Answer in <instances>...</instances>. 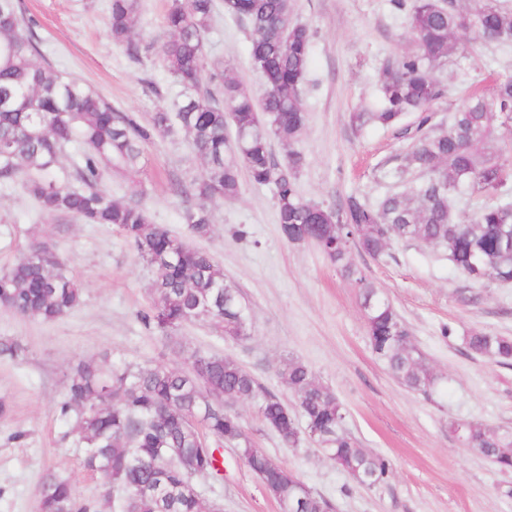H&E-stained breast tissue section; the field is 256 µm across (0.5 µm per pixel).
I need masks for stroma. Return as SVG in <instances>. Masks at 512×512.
I'll list each match as a JSON object with an SVG mask.
<instances>
[{
	"instance_id": "1",
	"label": "stroma",
	"mask_w": 512,
	"mask_h": 512,
	"mask_svg": "<svg viewBox=\"0 0 512 512\" xmlns=\"http://www.w3.org/2000/svg\"><path fill=\"white\" fill-rule=\"evenodd\" d=\"M33 23L40 61L95 88L113 107L150 123L174 111L181 87L163 67L157 46L165 36L168 0H140L139 58L114 43L109 0H22ZM293 18L312 31L302 104L307 125L297 143L305 163L300 195L335 209L348 196L375 205L407 191L419 176L403 159L417 137V116L399 125L356 128L351 115L378 96L387 58L414 52L407 16L389 0H292ZM229 67L252 96L263 93L249 57V32L216 12L207 35L206 70ZM512 75V40L476 42L435 77L444 95L431 108L432 125L447 128L476 89L489 90ZM203 171L183 134L146 144L135 179L104 174L114 197L137 198L151 223L208 252L251 307L249 337L225 339L210 322L180 328L166 339L144 327L152 303V273L124 235L109 224L40 214L19 189L0 184V269L31 241L53 244L83 288L81 306L52 322L24 318L0 307V337L19 340L22 359L0 357V512H37L46 474L67 479L77 496L97 497L105 480L85 470L75 417L55 410L69 367L81 358L112 362L183 364L180 346L235 358L284 401L292 396L278 375L286 358L308 365L346 410L345 424L361 447L386 457L388 481L355 487L313 446L285 447L261 420L258 405L233 410L253 444L273 457L336 512H512V472L458 441L452 420L512 429V365L471 355L467 334L485 330L512 336V284L482 286L466 280L448 254L395 241L378 258L354 255L368 280L396 308L411 340L441 377L433 398L402 386L371 350L360 293L313 245L288 242L276 218L273 191L243 182L239 195L215 207L211 235L195 237L185 221L198 198L177 194ZM144 195L134 196V182ZM224 466L198 489L203 505L224 512H279L257 477L225 447Z\"/></svg>"
}]
</instances>
